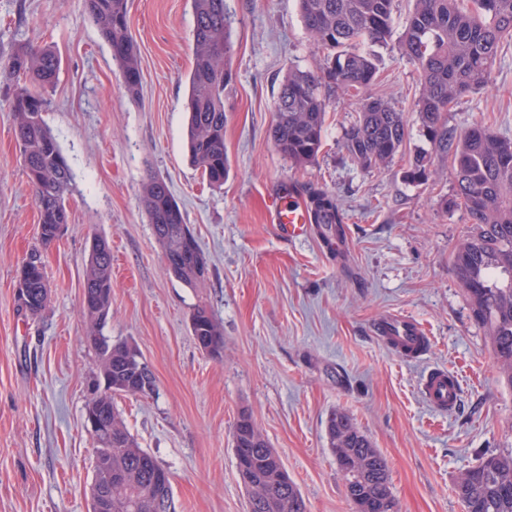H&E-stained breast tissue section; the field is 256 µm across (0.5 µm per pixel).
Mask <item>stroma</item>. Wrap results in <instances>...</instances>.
Wrapping results in <instances>:
<instances>
[{
  "mask_svg": "<svg viewBox=\"0 0 512 512\" xmlns=\"http://www.w3.org/2000/svg\"><path fill=\"white\" fill-rule=\"evenodd\" d=\"M231 18L224 90L230 172L209 186L186 146L188 77L195 63L188 0H129L142 89L129 96L83 0H0V56L42 43L61 66L44 114L75 182L69 222L42 247L9 106L16 79L0 70V512H90L93 440L84 422L96 352L83 338L82 283L94 237L112 245V306L103 330L137 348L153 394L116 397L139 446L168 472L176 512H248L232 431L249 412L309 512H354L326 435L346 413L387 459L399 512H465L454 485L485 454L512 448V390L451 263L467 233L463 208H444L454 172L435 156L427 182L410 161L428 151L415 112L420 72L397 44L378 51L366 89L404 112L409 135L388 165L364 170L343 146L354 98L328 91L322 147L294 166L271 138L288 69L317 71L323 51L296 0H224ZM489 125L512 138V42L492 81L448 115L450 128ZM166 178L204 252L207 278L190 288L169 275L140 203L149 174ZM282 183L332 192L346 217V250L311 234L279 236L266 200ZM40 250L50 299L42 317L20 308L17 270ZM206 307L224 328V352L196 344L190 318ZM394 313L432 336L426 358L384 347L374 324ZM441 367L462 379L451 413L418 389Z\"/></svg>",
  "mask_w": 512,
  "mask_h": 512,
  "instance_id": "stroma-1",
  "label": "stroma"
}]
</instances>
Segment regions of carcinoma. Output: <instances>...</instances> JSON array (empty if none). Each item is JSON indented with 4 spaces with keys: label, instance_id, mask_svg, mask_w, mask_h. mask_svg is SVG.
Masks as SVG:
<instances>
[{
    "label": "carcinoma",
    "instance_id": "obj_1",
    "mask_svg": "<svg viewBox=\"0 0 512 512\" xmlns=\"http://www.w3.org/2000/svg\"><path fill=\"white\" fill-rule=\"evenodd\" d=\"M194 18L195 64L189 76L187 146L192 161L213 186L224 185L230 164L224 145V86L229 72L224 58L230 50V19L224 0H190ZM308 33L324 51L320 73L289 69L277 98L271 137L291 163L312 162L322 145L326 103L324 88L358 93L376 84V49L389 46L394 35V0H298ZM84 10L112 51L127 93L140 90V64L129 32L127 0H84ZM512 41V0H413V10L399 36V49L419 68L421 91L417 114L423 135L435 152L452 155L455 193L444 200L468 214L470 227L456 245L452 267L469 302L473 321L484 329L501 383L512 389V139L485 124L457 132L448 128V112L462 98L490 82L500 51ZM60 68L50 48L20 46L0 58V69L22 75L29 84L17 86L10 107L27 182L39 212L40 237L48 245L69 223L66 200L73 174L61 147L47 127L45 93ZM408 136L405 114L381 98L359 100L355 120L345 129L343 144L363 169L391 162ZM431 158L417 155L406 177L423 183ZM311 223L333 251L344 242L345 216L332 193L305 189ZM141 205L152 224L167 271L194 288L206 278L208 261L198 245L168 183L150 175L143 183ZM25 289L22 310L39 316L46 309L49 288L40 253L34 251L19 269ZM83 289L93 304L83 307L86 340L97 351L94 387L85 407L99 421L112 425V443L105 457L112 470L108 512H153L143 498L158 461L140 448L127 429L114 399L137 396L128 389L139 367H148L133 345L110 343L103 335L112 304V248L107 238L93 239L83 276ZM192 335L214 351H224L220 324L204 307L190 319ZM326 433L345 481L347 498L356 512H398L387 460L351 418L335 411ZM234 455L246 457L250 480L242 482L248 502L260 500L253 512H308L306 501L288 476L279 455L270 448L251 415H239L233 432ZM466 512H512V449L482 457L455 484Z\"/></svg>",
    "mask_w": 512,
    "mask_h": 512
}]
</instances>
